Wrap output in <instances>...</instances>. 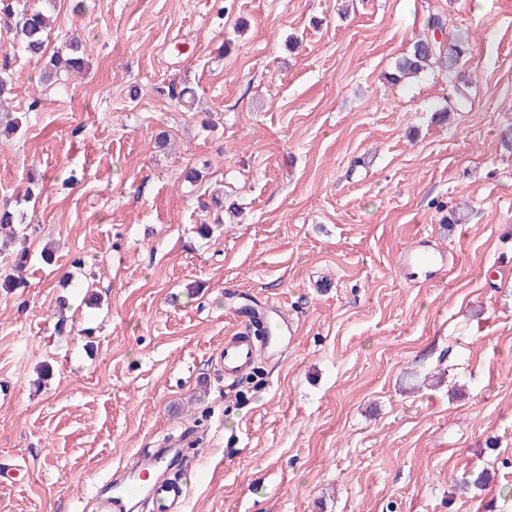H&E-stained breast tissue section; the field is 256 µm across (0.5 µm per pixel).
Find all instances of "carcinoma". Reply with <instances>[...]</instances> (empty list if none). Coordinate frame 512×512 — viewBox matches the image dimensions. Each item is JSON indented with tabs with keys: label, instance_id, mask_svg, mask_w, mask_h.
<instances>
[{
	"label": "carcinoma",
	"instance_id": "cac0c4a2",
	"mask_svg": "<svg viewBox=\"0 0 512 512\" xmlns=\"http://www.w3.org/2000/svg\"><path fill=\"white\" fill-rule=\"evenodd\" d=\"M50 16L41 9L31 8L21 13L16 23V32L20 38L21 47L30 56L42 63L40 68V84L48 88L59 80L62 72H68L77 68L83 62V58L76 55L80 45L71 42L68 44L69 53H56L49 61L45 58V38L50 28ZM471 54L469 35H455L448 42L439 41L436 38H422L415 42L410 53L401 57L395 64L396 73L392 80L411 78L425 74L436 68L448 79V85L452 87L453 95L448 100V105L437 111L440 118L446 117L451 112L465 110L470 103L469 94L466 92L468 82L462 79L460 63ZM15 212L7 207H0V233L5 236L3 246L8 247L16 242ZM28 252L25 248L17 249L13 273L0 280V288H19L24 284L23 272L27 263Z\"/></svg>",
	"mask_w": 512,
	"mask_h": 512
}]
</instances>
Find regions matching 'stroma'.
<instances>
[{
	"instance_id": "obj_1",
	"label": "stroma",
	"mask_w": 512,
	"mask_h": 512,
	"mask_svg": "<svg viewBox=\"0 0 512 512\" xmlns=\"http://www.w3.org/2000/svg\"><path fill=\"white\" fill-rule=\"evenodd\" d=\"M44 5L85 67L42 89L0 32L30 259L0 288V469L27 475L0 512H98L186 430V512H512V0ZM435 14L472 44L443 123L441 73L386 80ZM423 235L456 255L434 280L397 266ZM241 300L294 334L230 384Z\"/></svg>"
}]
</instances>
